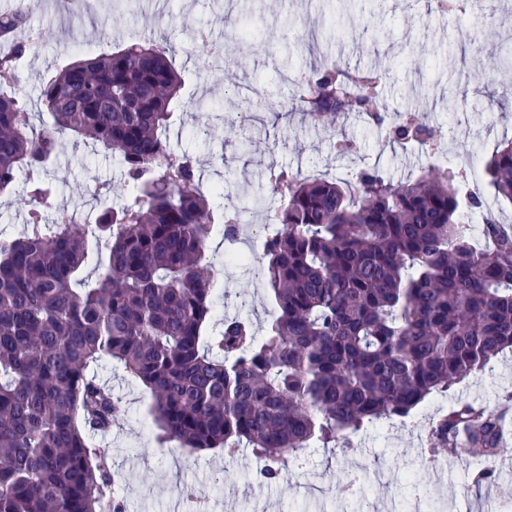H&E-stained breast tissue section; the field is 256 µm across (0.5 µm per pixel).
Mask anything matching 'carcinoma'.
<instances>
[{"label": "carcinoma", "instance_id": "obj_1", "mask_svg": "<svg viewBox=\"0 0 512 512\" xmlns=\"http://www.w3.org/2000/svg\"><path fill=\"white\" fill-rule=\"evenodd\" d=\"M28 0L0 15V39L31 28ZM10 43L0 70L37 52ZM375 72L340 65L302 72L297 111L336 124L350 112L377 123ZM181 77L170 48L152 33L127 48L81 56L41 91L53 123L28 134L30 113L0 95V192L26 177L29 221L0 233V512H122L115 472L92 436L120 413L112 386L89 374L106 361L151 396L163 442L191 451L248 449L263 477L311 443L403 419L426 399L512 350V225L491 217L478 245L460 219L466 175L450 163L393 183L374 168L344 187L325 178L270 170L267 207L275 226L262 273L276 313L256 336L237 317H219L208 241L231 236L242 212L211 206L187 153L163 134ZM394 142L434 143L427 116L391 123ZM112 150L135 193L95 222L52 224L42 172L63 137ZM497 199L512 205V140L482 167ZM105 241L106 268L83 275L92 244ZM444 446L458 437L490 480L504 448L497 416L458 402L436 424Z\"/></svg>", "mask_w": 512, "mask_h": 512}]
</instances>
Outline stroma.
Listing matches in <instances>:
<instances>
[{
    "label": "stroma",
    "mask_w": 512,
    "mask_h": 512,
    "mask_svg": "<svg viewBox=\"0 0 512 512\" xmlns=\"http://www.w3.org/2000/svg\"><path fill=\"white\" fill-rule=\"evenodd\" d=\"M507 0H487L483 14L438 8L436 0H387L384 12L374 0H138L130 9L116 0H88L78 13L62 0H33L32 24L43 37L37 54L20 60L14 78L0 79V92L16 96L39 131L51 117L40 103L45 78L75 54L97 55L136 42L156 30L172 46L182 76L166 137L172 150L196 159L207 184L221 185L217 205L233 201L250 210L242 235L261 247L264 214L272 202L270 168L301 176L352 180L362 169L378 167L402 181L440 166L439 158L415 143L403 146L351 113L335 127H317L300 114L274 116L270 102L291 90L287 71L321 64L323 58L348 68H375L384 75L380 103L389 117L406 112L427 116L441 151L457 166L470 168L512 139V67L495 66L512 53V21L501 8ZM208 31L214 41L232 46L217 67L202 65L192 33ZM260 101L259 120L245 133L225 138L245 99ZM351 140L352 152L339 155L334 137ZM55 189V208L87 213L119 205L131 190L124 169L111 152L69 139L44 175ZM25 179L0 193V232L19 234L28 219L22 203ZM230 247L214 237L213 262L219 312L261 325L273 312L258 268L225 264ZM112 387L125 410L111 432L96 443L108 451L121 475L115 486L125 512H186L183 492L202 499L207 512H339L344 477L360 472L363 482L355 512H503L499 489L512 484V468L495 469L492 483L471 481L473 463L458 451L436 447L432 424L457 401L497 409L502 393L512 392V353L507 352L435 396L404 420L376 424L345 434L344 447L308 448L301 464L266 482L249 451L227 460L220 450L192 452L162 442L149 414L150 396L122 379L111 365L94 370ZM418 482L425 500L410 501L405 490Z\"/></svg>",
    "instance_id": "obj_1"
}]
</instances>
